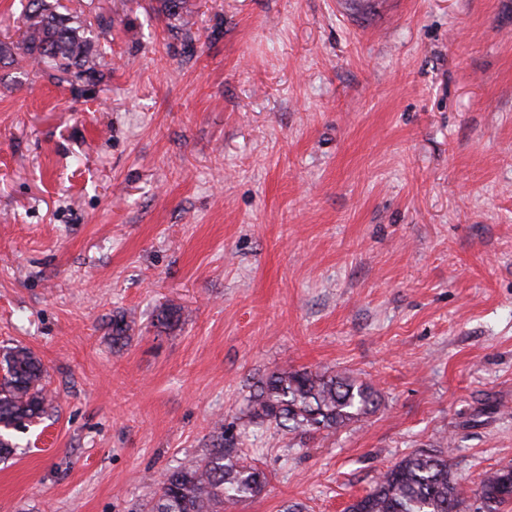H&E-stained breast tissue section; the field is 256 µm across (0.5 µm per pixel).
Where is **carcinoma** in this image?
Returning a JSON list of instances; mask_svg holds the SVG:
<instances>
[{
	"label": "carcinoma",
	"mask_w": 512,
	"mask_h": 512,
	"mask_svg": "<svg viewBox=\"0 0 512 512\" xmlns=\"http://www.w3.org/2000/svg\"><path fill=\"white\" fill-rule=\"evenodd\" d=\"M48 0H26V26L17 44L0 42V63L22 54L52 79L73 89L88 86L102 73L104 52L95 45L91 23L60 11ZM162 12L181 21L188 0H161ZM131 323L112 319V347L130 340ZM378 392L370 385L326 371L281 369L249 396L247 416L300 433L328 435L349 427L374 411ZM53 409L46 388V368L29 348L0 353V429L18 430ZM267 479L254 464L234 455L220 442L210 452L166 472L151 498L150 512H224L262 494ZM512 466L485 474L475 496L478 512H505L512 505ZM347 512H471V504L448 466V457L416 451L380 473Z\"/></svg>",
	"instance_id": "carcinoma-1"
}]
</instances>
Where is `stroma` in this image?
<instances>
[{
    "mask_svg": "<svg viewBox=\"0 0 512 512\" xmlns=\"http://www.w3.org/2000/svg\"><path fill=\"white\" fill-rule=\"evenodd\" d=\"M60 2L111 21L109 65L0 64V347L55 398L0 512H147L219 423L268 477L226 512H344L418 450L469 497L512 465V0ZM283 368L379 405L250 423Z\"/></svg>",
    "mask_w": 512,
    "mask_h": 512,
    "instance_id": "1",
    "label": "stroma"
}]
</instances>
